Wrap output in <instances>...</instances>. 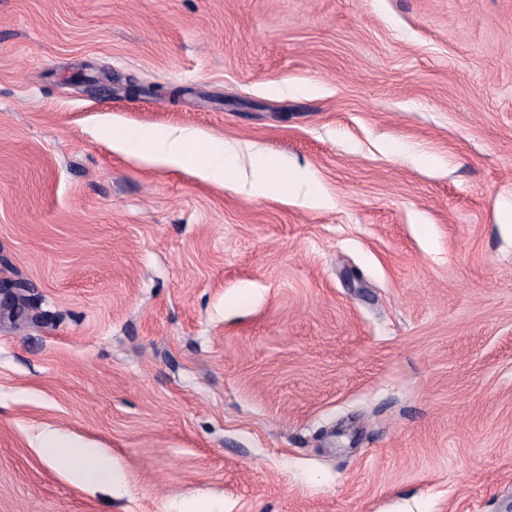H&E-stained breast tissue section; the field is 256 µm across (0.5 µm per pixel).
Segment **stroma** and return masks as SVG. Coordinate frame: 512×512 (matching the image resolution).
<instances>
[{
    "label": "stroma",
    "instance_id": "1",
    "mask_svg": "<svg viewBox=\"0 0 512 512\" xmlns=\"http://www.w3.org/2000/svg\"><path fill=\"white\" fill-rule=\"evenodd\" d=\"M0 299V512H507L512 0H0ZM112 150L131 156L149 166L185 168L191 166L201 178L224 185L238 181L240 189L252 196L267 195L286 183L294 203L306 208H323L331 203L325 194L310 189L307 172L292 169L282 160L256 153L251 159V178L239 179L238 153L227 143H208L201 135L183 128L112 126ZM190 143L198 144L194 154ZM306 190L303 191V188ZM47 444L44 449L47 460L65 470L71 481L80 485L90 486L105 484L111 488L120 481L118 474L112 470V459L103 454L98 448L84 446L78 451L62 446V439L54 432L45 434ZM80 457H91L95 460L93 467H85Z\"/></svg>",
    "mask_w": 512,
    "mask_h": 512
}]
</instances>
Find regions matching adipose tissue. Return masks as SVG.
<instances>
[{
	"label": "adipose tissue",
	"instance_id": "ef3b65f1",
	"mask_svg": "<svg viewBox=\"0 0 512 512\" xmlns=\"http://www.w3.org/2000/svg\"><path fill=\"white\" fill-rule=\"evenodd\" d=\"M112 149L131 156L149 166L174 168L193 167L201 178L223 185L238 181L243 192L262 196L287 185L295 204L306 208H323L330 199L325 194L311 190L307 172L289 168L287 162L254 154L251 159L252 174L238 176V153L228 144L204 141L197 132L183 128H151L113 126L110 135ZM47 460L65 470L71 481L90 486L116 485L120 477L112 469V460L99 449L89 446L72 449L64 446L54 432L45 435Z\"/></svg>",
	"mask_w": 512,
	"mask_h": 512
}]
</instances>
